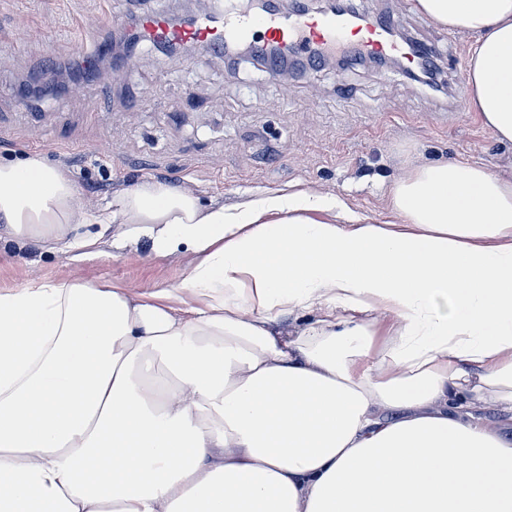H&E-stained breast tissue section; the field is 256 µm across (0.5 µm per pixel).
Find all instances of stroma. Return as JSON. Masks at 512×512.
Returning a JSON list of instances; mask_svg holds the SVG:
<instances>
[{
	"label": "stroma",
	"instance_id": "35a3bbf8",
	"mask_svg": "<svg viewBox=\"0 0 512 512\" xmlns=\"http://www.w3.org/2000/svg\"><path fill=\"white\" fill-rule=\"evenodd\" d=\"M432 46L435 85L366 61L320 66L285 80L249 57L199 49L170 55L138 47L129 66L70 84L40 103L27 82L65 79L82 55L74 23L106 43L132 17L186 10L185 0H0V159L43 154L72 174L83 201L101 203L145 180L195 190L203 203L235 205L270 190L316 189L357 212L391 219L388 189L410 166L467 162L512 178V143L468 107L466 36L438 26L404 0H355ZM460 118L445 123L442 112ZM70 265L34 246H0V292L39 279L109 282L136 293L175 287L185 259L147 248Z\"/></svg>",
	"mask_w": 512,
	"mask_h": 512
}]
</instances>
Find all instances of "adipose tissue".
I'll return each mask as SVG.
<instances>
[{
  "mask_svg": "<svg viewBox=\"0 0 512 512\" xmlns=\"http://www.w3.org/2000/svg\"><path fill=\"white\" fill-rule=\"evenodd\" d=\"M417 8L469 37V106L512 143V0ZM77 197L0 161V234L187 274L0 293V512H512V440L473 418L512 412V180L413 166L391 222L312 189Z\"/></svg>",
  "mask_w": 512,
  "mask_h": 512,
  "instance_id": "1",
  "label": "adipose tissue"
}]
</instances>
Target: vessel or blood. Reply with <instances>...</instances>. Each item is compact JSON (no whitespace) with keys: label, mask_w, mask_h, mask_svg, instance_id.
<instances>
[{"label":"vessel or blood","mask_w":512,"mask_h":512,"mask_svg":"<svg viewBox=\"0 0 512 512\" xmlns=\"http://www.w3.org/2000/svg\"><path fill=\"white\" fill-rule=\"evenodd\" d=\"M140 34L155 43L202 42L217 53L238 42L286 47L314 59L327 57L342 45L379 56L402 57L407 53L405 45L390 40L383 27L356 28L326 13L286 16L266 12L230 18L205 15L191 26H175L164 16L152 14L144 17Z\"/></svg>","instance_id":"vessel-or-blood-1"}]
</instances>
